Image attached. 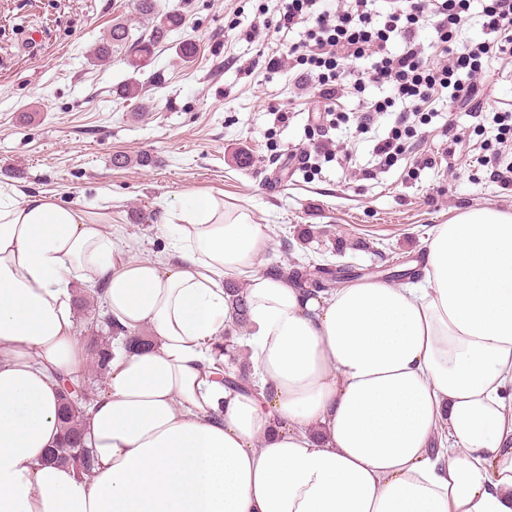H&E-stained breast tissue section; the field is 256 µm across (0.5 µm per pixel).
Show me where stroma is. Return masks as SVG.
<instances>
[{
    "label": "stroma",
    "mask_w": 512,
    "mask_h": 512,
    "mask_svg": "<svg viewBox=\"0 0 512 512\" xmlns=\"http://www.w3.org/2000/svg\"><path fill=\"white\" fill-rule=\"evenodd\" d=\"M259 4L157 0L159 11L180 10L185 23L136 73L126 49L108 64L91 54L113 20L133 35L149 32L134 0H0V185L110 214L138 258L167 252L171 207L193 193L218 194L267 225L263 260L283 266L420 271L437 226L456 211L512 210V185L483 163L485 146L499 137L496 113L512 112V57L484 58L480 118L437 99L436 117L382 166L373 148L404 110L398 101L360 137L345 126L331 131L343 152L327 161L311 152L320 140L317 100L288 67L268 66L285 46L249 35ZM186 41L197 46L188 62L178 55ZM133 77L144 101L118 94ZM279 109L287 123L275 121ZM303 150L309 164L286 162ZM118 154L127 166L113 165ZM310 226L321 235L301 241Z\"/></svg>",
    "instance_id": "1"
}]
</instances>
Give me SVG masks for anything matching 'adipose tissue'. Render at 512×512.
<instances>
[{
	"label": "adipose tissue",
	"instance_id": "1",
	"mask_svg": "<svg viewBox=\"0 0 512 512\" xmlns=\"http://www.w3.org/2000/svg\"><path fill=\"white\" fill-rule=\"evenodd\" d=\"M165 258H131L108 217L0 186V512H512V211H458L423 282L304 294L262 268L270 237L222 196L172 210ZM241 274L256 389L216 347ZM112 345L84 406L89 475L42 455L59 377L88 374L76 284ZM227 346H231V344H227L224 348V356L228 357V360L224 362L225 385L234 389H250L251 387L255 389V385L253 384L252 379L249 377L248 370L245 368V366H238L236 362V355L233 354V351L232 354H230Z\"/></svg>",
	"mask_w": 512,
	"mask_h": 512
}]
</instances>
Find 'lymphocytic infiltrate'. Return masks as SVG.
<instances>
[{
	"mask_svg": "<svg viewBox=\"0 0 512 512\" xmlns=\"http://www.w3.org/2000/svg\"><path fill=\"white\" fill-rule=\"evenodd\" d=\"M370 0H277L273 17L264 19L268 34L298 32L287 59L300 80L324 102L330 126L344 121L336 109L339 88L363 92L366 82H385L395 95L411 100V111L400 113L386 137L374 147L381 162L392 163L417 125L428 123L435 95L447 93L451 103L479 113L478 79L489 53L512 56V0H482V27L486 40L457 45L455 36L467 19L468 0H385V8H370ZM435 20L444 59L429 61L416 41L420 17ZM401 52H391V43ZM369 59L365 76L348 78L344 61Z\"/></svg>",
	"mask_w": 512,
	"mask_h": 512,
	"instance_id": "1",
	"label": "lymphocytic infiltrate"
}]
</instances>
